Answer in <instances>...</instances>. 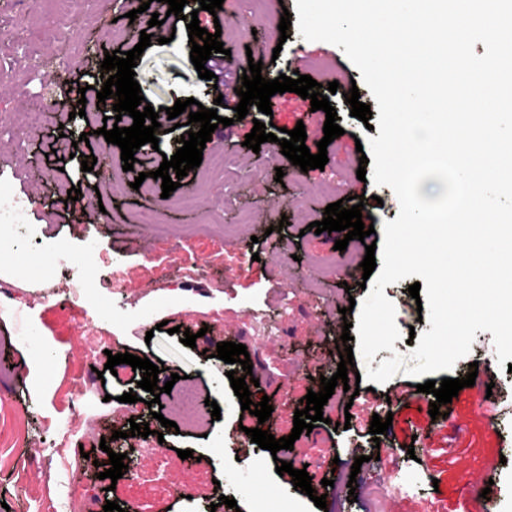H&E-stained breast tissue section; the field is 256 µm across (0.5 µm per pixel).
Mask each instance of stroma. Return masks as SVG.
I'll list each match as a JSON object with an SVG mask.
<instances>
[{
  "label": "stroma",
  "mask_w": 512,
  "mask_h": 512,
  "mask_svg": "<svg viewBox=\"0 0 512 512\" xmlns=\"http://www.w3.org/2000/svg\"><path fill=\"white\" fill-rule=\"evenodd\" d=\"M198 19L200 27L221 28L220 40L240 66H247L248 52H258L263 71L276 75L293 50L303 48L311 63L339 76V91L329 100L344 133L328 145L324 169L301 171L274 142L256 152L243 145L257 121L274 134L295 128L293 110L301 98L293 92L271 114L253 107L247 118L217 128L200 167L166 199L157 192L161 180H154L156 192L147 197L131 183L137 173L159 168L180 131H157L158 149L127 172L120 148L101 141L78 145L77 156L66 157L60 132L101 128L104 114L67 120L47 115L30 125L47 84L70 79L73 62L84 53L100 62L108 52L132 50L142 25L101 0L71 11L58 9L54 0H0V32L9 36L0 43V199L23 198L27 221L22 235L10 238L11 257L0 262V281L11 286L9 297L0 298V341L21 367L16 375L0 370V440L8 441L11 456L0 463V512H104L109 500L132 501L144 512H231L218 504L222 495L234 498L241 512H320L290 476L277 473L270 451L240 430L241 404L227 377L229 364L215 356L217 345H246L259 379L257 393L268 396L274 408L267 426L275 437L289 436L304 396L337 371L334 350L344 324L358 321L354 314L342 317L341 308L366 297L365 290L346 292L336 280H315L314 260L332 254L341 234H318L308 225L323 219L328 204L355 192L365 197L372 239L380 243L384 222L398 216L399 201L390 187L370 179L354 191L339 185L359 165L356 141L379 135L377 118L363 122L350 115L343 93L361 73L342 48L305 40L294 26L281 38L280 17L268 0H224L217 14L202 10ZM277 43L278 56L262 53L263 45ZM191 47L187 28L180 26L170 43L144 50L135 79L146 102L170 108L191 97L212 107L219 92L199 78ZM104 149L112 152L111 169L101 176L82 171V157ZM228 151L238 154L241 167L218 173ZM74 186L82 200L63 201L59 189ZM96 200L106 216L91 223L84 207ZM146 212L154 214V223H140ZM228 224L237 225V232L225 233ZM59 244L64 251L55 267L36 275L21 269L20 258ZM88 266L95 281L87 296L78 287ZM412 283L408 277L384 289L402 337L393 350L379 351L375 362L395 351H414L406 334L430 328L407 292ZM183 328L197 333L195 347L182 343ZM91 335L105 339V351L88 352ZM45 350L53 359L44 365L37 357ZM125 352L179 374L174 391L193 387L199 398L217 402L220 419H209L201 431L162 428L161 419L150 417L151 394L138 388L131 366L104 369L109 354ZM473 362L482 379L473 396L487 400L489 412L475 413L471 402L456 400L440 406L448 427L438 445L448 449V457L429 456L424 433L436 423L428 401L396 400L399 388L418 383L400 372L376 386L360 380L355 397L335 389L323 420L295 441L289 462L306 467L313 483L327 478L344 486L352 480L362 487L356 501L334 502L332 512H458L470 504L471 473L490 465L496 473L489 494L494 512H512V372L499 367L487 331L477 332L470 353L447 376L465 377ZM132 390L138 402H122ZM376 415L393 418L377 443L369 432ZM134 422L163 433L154 456L127 449L141 469L157 470V477L125 476L114 484L100 479L99 466L109 461L101 439ZM63 448L64 458L58 455ZM186 449L192 457L180 459ZM362 455L373 457V464L352 473ZM392 470L402 490L374 508L368 489L385 482Z\"/></svg>",
  "instance_id": "35a3bbf8"
}]
</instances>
